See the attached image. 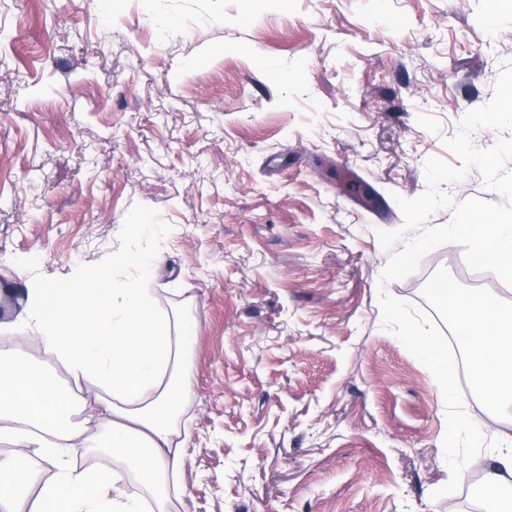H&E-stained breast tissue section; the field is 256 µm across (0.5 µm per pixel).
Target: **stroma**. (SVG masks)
Masks as SVG:
<instances>
[{"mask_svg": "<svg viewBox=\"0 0 512 512\" xmlns=\"http://www.w3.org/2000/svg\"><path fill=\"white\" fill-rule=\"evenodd\" d=\"M512 61V0H0V343L74 391L11 328L35 282L105 269L188 321L184 494L165 512H491L484 448L447 484L442 391L382 325L380 291L439 326L464 410L512 440V401L467 373L451 310L465 249L380 286L396 196L488 104ZM159 260L139 280L135 259ZM71 462L93 453L90 409Z\"/></svg>", "mask_w": 512, "mask_h": 512, "instance_id": "stroma-1", "label": "stroma"}]
</instances>
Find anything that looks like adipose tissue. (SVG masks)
I'll list each match as a JSON object with an SVG mask.
<instances>
[{
	"label": "adipose tissue",
	"instance_id": "1",
	"mask_svg": "<svg viewBox=\"0 0 512 512\" xmlns=\"http://www.w3.org/2000/svg\"><path fill=\"white\" fill-rule=\"evenodd\" d=\"M437 294L452 311L472 375L491 397L512 394V305L463 293L449 281ZM26 312L18 334L35 331L93 397L108 420L107 451L131 462L160 498L178 493L175 480L188 454L176 424L189 391L178 373L192 328L155 315L139 288L104 271L94 281L33 284ZM73 411L72 398L47 385L39 369L0 355V434L19 449L0 459V474L10 478L0 487V512H17L14 491L34 481L36 456L52 460L57 473L28 512H145L142 502L117 495L116 472L71 466Z\"/></svg>",
	"mask_w": 512,
	"mask_h": 512
}]
</instances>
